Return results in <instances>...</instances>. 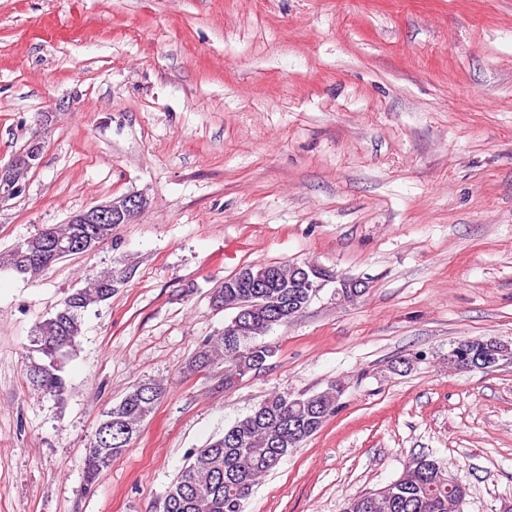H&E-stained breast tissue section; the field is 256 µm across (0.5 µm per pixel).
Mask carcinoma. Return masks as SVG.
<instances>
[{
	"label": "carcinoma",
	"instance_id": "1",
	"mask_svg": "<svg viewBox=\"0 0 512 512\" xmlns=\"http://www.w3.org/2000/svg\"><path fill=\"white\" fill-rule=\"evenodd\" d=\"M56 238L78 240L84 236L83 224H53ZM35 232L8 253L0 254V269L6 268L24 277H36L45 262L34 261ZM293 264H268L249 267L253 276L237 282V287L220 286L215 303L243 304L255 310L241 336H218L207 341L198 352L195 365L205 367L215 360L224 361V384L266 366L274 349L262 341L273 327L285 325L302 313L316 293L299 287ZM112 272L102 271L85 280L62 307L39 320L28 348V382L57 403L65 400L67 382L65 360L77 348L85 313L112 298ZM456 347L469 350L470 356L500 349L512 357V348L492 338L460 340ZM166 392L159 381L132 387L104 414L85 448L84 480L93 485L103 471L123 454L138 434L141 424L154 412ZM343 385L336 382L325 390L293 396L272 393L250 414L235 422L224 435L199 448L178 473L165 492L159 512H243L244 501L253 487L278 465L288 451L316 434L336 413ZM343 512H459L448 492V465L443 461L418 458L402 475L385 488L346 500Z\"/></svg>",
	"mask_w": 512,
	"mask_h": 512
}]
</instances>
